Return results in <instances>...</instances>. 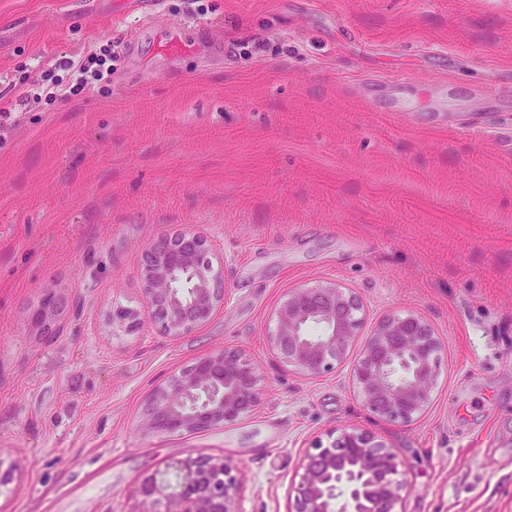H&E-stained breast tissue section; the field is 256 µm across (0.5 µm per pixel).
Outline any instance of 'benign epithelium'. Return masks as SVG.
Returning a JSON list of instances; mask_svg holds the SVG:
<instances>
[{
	"label": "benign epithelium",
	"instance_id": "7a95c632",
	"mask_svg": "<svg viewBox=\"0 0 512 512\" xmlns=\"http://www.w3.org/2000/svg\"><path fill=\"white\" fill-rule=\"evenodd\" d=\"M143 301L168 334L180 337L209 322L224 307L223 262L200 233L182 228L160 235L141 266ZM365 309L359 296L336 283L295 287L275 308L270 351L285 367L317 377L347 359L355 391L371 413L411 423L432 404L441 341L414 312L381 318L360 338ZM261 392L251 360L224 348L147 397L142 427L148 432H194L233 422L252 412ZM405 465L367 432L345 428L329 445L305 456L293 512H400ZM239 485L224 459L199 453L145 478L139 494L165 505L162 512H237Z\"/></svg>",
	"mask_w": 512,
	"mask_h": 512
}]
</instances>
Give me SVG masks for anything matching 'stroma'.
I'll return each mask as SVG.
<instances>
[{"instance_id": "1", "label": "stroma", "mask_w": 512, "mask_h": 512, "mask_svg": "<svg viewBox=\"0 0 512 512\" xmlns=\"http://www.w3.org/2000/svg\"><path fill=\"white\" fill-rule=\"evenodd\" d=\"M71 60L112 74L47 99ZM186 227L227 296L175 339L140 262ZM323 282L434 328L419 419L363 406L358 350L318 377L272 354L275 306ZM225 347L257 408L146 433L148 394ZM345 427L404 462L403 512H512V0H0V512H145L144 478L200 452L234 467L237 512H291Z\"/></svg>"}]
</instances>
